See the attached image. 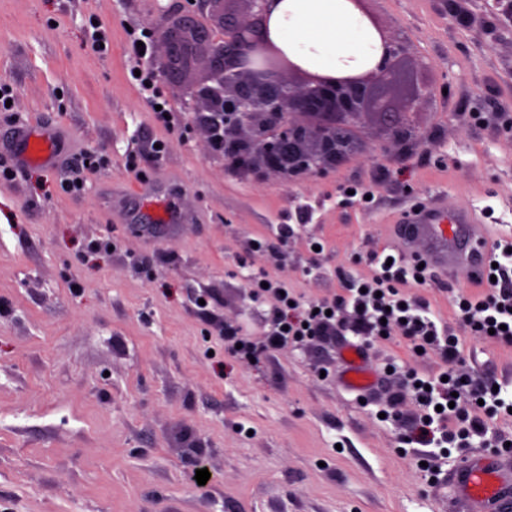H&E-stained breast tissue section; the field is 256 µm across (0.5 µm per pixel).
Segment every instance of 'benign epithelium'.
I'll use <instances>...</instances> for the list:
<instances>
[{"instance_id":"benign-epithelium-1","label":"benign epithelium","mask_w":512,"mask_h":512,"mask_svg":"<svg viewBox=\"0 0 512 512\" xmlns=\"http://www.w3.org/2000/svg\"><path fill=\"white\" fill-rule=\"evenodd\" d=\"M272 0H194L188 12L170 16L180 24L159 32L163 54L179 51L183 31L201 24L203 64L191 73L192 85L175 81L179 93L210 135L224 131V161L237 170L270 174L289 183L300 174L336 168L355 151L353 129L375 113L388 138L401 143L412 128L399 122L415 111L417 87L401 93L396 72L405 48L364 7L346 0L370 25L383 47L380 61L334 76L303 67L273 41Z\"/></svg>"}]
</instances>
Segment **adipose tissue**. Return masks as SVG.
<instances>
[{
	"label": "adipose tissue",
	"mask_w": 512,
	"mask_h": 512,
	"mask_svg": "<svg viewBox=\"0 0 512 512\" xmlns=\"http://www.w3.org/2000/svg\"><path fill=\"white\" fill-rule=\"evenodd\" d=\"M270 29L286 53L327 74L376 63L383 52L346 0H275Z\"/></svg>",
	"instance_id": "obj_1"
}]
</instances>
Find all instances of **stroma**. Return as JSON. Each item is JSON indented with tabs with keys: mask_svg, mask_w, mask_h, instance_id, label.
I'll use <instances>...</instances> for the list:
<instances>
[{
	"mask_svg": "<svg viewBox=\"0 0 512 512\" xmlns=\"http://www.w3.org/2000/svg\"><path fill=\"white\" fill-rule=\"evenodd\" d=\"M174 4L0 0V82L15 92L0 113V163L14 168L0 178V512H463L420 471L424 448L379 416H413L405 373L439 372L440 359L399 337L368 343L374 384L349 390L351 310L332 335L267 351L270 306L248 277L265 269L304 305L333 299L373 255H424L396 222L442 194L480 219L486 248L512 237V113L493 107L512 104L499 0H473L469 25L442 0H369L409 49L402 82L431 89L419 137L393 145L364 115L360 155L289 185L225 171L189 98L172 95V121L156 122L126 28L158 30ZM91 16L110 31L108 56L90 47ZM18 126L54 131L58 165L17 164L6 146ZM93 152L102 167L81 194L64 191V166ZM145 188L174 223L151 228ZM425 275L409 293L459 333L465 371L512 391V346L465 334L454 303L484 292L478 274ZM228 325L258 345L254 361L225 343ZM201 463L203 489L191 480Z\"/></svg>",
	"mask_w": 512,
	"mask_h": 512,
	"instance_id": "35a3bbf8",
	"label": "stroma"
}]
</instances>
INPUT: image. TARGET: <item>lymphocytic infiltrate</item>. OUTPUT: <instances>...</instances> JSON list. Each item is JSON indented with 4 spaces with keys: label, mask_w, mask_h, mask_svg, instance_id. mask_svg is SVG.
<instances>
[{
    "label": "lymphocytic infiltrate",
    "mask_w": 512,
    "mask_h": 512,
    "mask_svg": "<svg viewBox=\"0 0 512 512\" xmlns=\"http://www.w3.org/2000/svg\"><path fill=\"white\" fill-rule=\"evenodd\" d=\"M127 54L131 70L137 71L142 94L157 106V119L170 113L168 98L159 85L162 72L155 62V47L148 29L128 31ZM375 269L346 288L344 296L319 303L316 309L295 303L282 283L258 273L254 279L257 298L268 301L274 314L273 328L264 340V347L274 350L291 339L324 336L333 327L331 311L352 305L358 318L352 325L357 336H400L415 348L437 353L445 374L420 381L416 371L406 374L407 387L413 390L418 403L416 416L407 425L404 444L441 447L456 443L466 446L472 437H490L497 445H505L506 437L489 434L484 419L459 412L452 407L454 397L483 400L485 409L500 416L512 413L492 386H472L462 379L457 368L464 361L459 339L448 328L422 316V303L402 289L409 278H421L420 269H407L400 259L375 257ZM456 304L466 327L477 336L494 335L502 343L512 345V291L483 296H459Z\"/></svg>",
    "instance_id": "1"
}]
</instances>
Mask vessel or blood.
<instances>
[{"instance_id": "b4317fda", "label": "vessel or blood", "mask_w": 512, "mask_h": 512, "mask_svg": "<svg viewBox=\"0 0 512 512\" xmlns=\"http://www.w3.org/2000/svg\"><path fill=\"white\" fill-rule=\"evenodd\" d=\"M55 135L19 128L11 145L14 157L23 164L50 163L56 157ZM406 236L422 238L432 267L448 270L459 263L482 264V239L464 211L449 212L447 204H439L408 217L402 227ZM345 384L356 391L366 390L371 374L358 349L347 354ZM456 496L467 512H506L512 505V468L504 467L498 456L484 455L459 465L450 475Z\"/></svg>"}]
</instances>
